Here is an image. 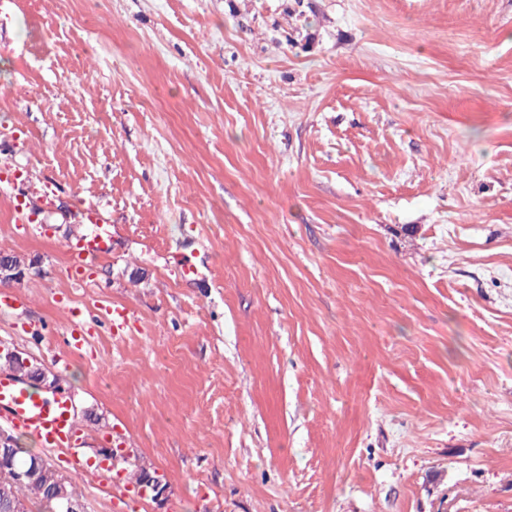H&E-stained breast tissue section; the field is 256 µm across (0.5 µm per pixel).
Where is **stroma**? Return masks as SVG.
I'll return each mask as SVG.
<instances>
[{"mask_svg": "<svg viewBox=\"0 0 512 512\" xmlns=\"http://www.w3.org/2000/svg\"><path fill=\"white\" fill-rule=\"evenodd\" d=\"M0 252L85 512H512V0H0ZM81 216L90 224H98L105 221L99 208L94 205L84 208L81 211ZM103 226V224H98L99 230L95 234L81 240L79 245L81 256L87 258L105 255L109 252L111 237L109 231Z\"/></svg>", "mask_w": 512, "mask_h": 512, "instance_id": "35a3bbf8", "label": "stroma"}]
</instances>
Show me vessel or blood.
Masks as SVG:
<instances>
[{
  "label": "vessel or blood",
  "instance_id": "vessel-or-blood-1",
  "mask_svg": "<svg viewBox=\"0 0 512 512\" xmlns=\"http://www.w3.org/2000/svg\"><path fill=\"white\" fill-rule=\"evenodd\" d=\"M81 216L95 224V234L82 239L81 256L94 257L107 254L111 237L97 206L84 208ZM0 422L14 429L34 434L52 448L70 447L78 430L74 400L66 390H59L52 398H44L35 390L9 374H0Z\"/></svg>",
  "mask_w": 512,
  "mask_h": 512
}]
</instances>
